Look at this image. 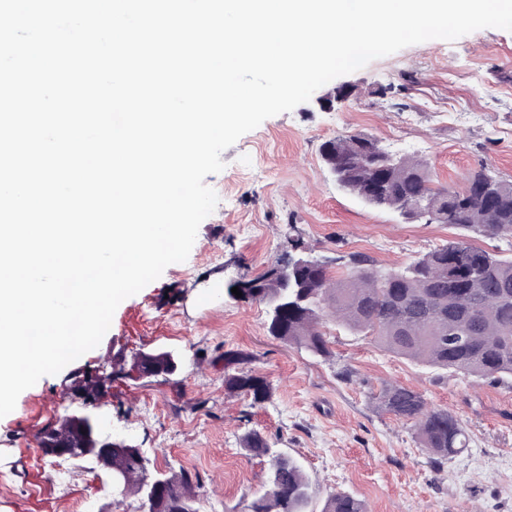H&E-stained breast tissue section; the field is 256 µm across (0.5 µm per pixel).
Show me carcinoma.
<instances>
[{
    "instance_id": "1",
    "label": "carcinoma",
    "mask_w": 512,
    "mask_h": 512,
    "mask_svg": "<svg viewBox=\"0 0 512 512\" xmlns=\"http://www.w3.org/2000/svg\"><path fill=\"white\" fill-rule=\"evenodd\" d=\"M340 160L339 186L366 204L394 210L405 218H420L416 205L431 203L426 223L448 224L475 234L512 239V181L481 170L463 191L430 186L427 166L413 157H400L388 166L370 156L373 139L362 134L325 142ZM270 266H279L284 279L255 276L259 288H248L232 300L264 308L270 335L315 355L327 353L319 325L332 315L352 331L367 330L388 351L433 367L494 381L512 378V257L473 245L466 237L434 248L398 270L381 271L362 253L348 256V273L337 280L320 260L294 263L280 250ZM243 357L224 353V388L251 398L250 406L267 401V381L228 368ZM377 407L415 421L420 443L432 463L457 454L466 446L461 421L446 409H429L423 396L398 385L385 387ZM249 455L268 459L265 492L253 500L250 512H305L309 485L301 466L276 453L256 430L242 437ZM166 481L161 512H186L194 507L199 477L183 468L155 472ZM324 512H365L360 501L346 494L329 500Z\"/></svg>"
}]
</instances>
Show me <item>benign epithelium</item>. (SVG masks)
Returning <instances> with one entry per match:
<instances>
[{"label": "benign epithelium", "mask_w": 512, "mask_h": 512, "mask_svg": "<svg viewBox=\"0 0 512 512\" xmlns=\"http://www.w3.org/2000/svg\"><path fill=\"white\" fill-rule=\"evenodd\" d=\"M351 91L342 88L332 95L317 97L325 111L345 102ZM177 365L166 352L139 353L132 363L131 372L140 377H159L175 371ZM112 375L90 370H78L71 375L66 386L68 397L78 408L66 411L47 423L41 433L39 448L45 455L65 459H82L93 465V471L106 478L112 500L119 503L130 495V474L116 457L128 452L142 453L118 433H110L102 425V408L112 404Z\"/></svg>", "instance_id": "obj_1"}]
</instances>
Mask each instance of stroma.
I'll list each match as a JSON object with an SVG mask.
<instances>
[{
	"instance_id": "stroma-1",
	"label": "stroma",
	"mask_w": 512,
	"mask_h": 512,
	"mask_svg": "<svg viewBox=\"0 0 512 512\" xmlns=\"http://www.w3.org/2000/svg\"><path fill=\"white\" fill-rule=\"evenodd\" d=\"M352 85L348 101L325 112L308 101L263 121L226 149L224 169L205 184L218 196L185 262L116 309L100 344L75 367H130L135 353L183 357L173 377L128 379L106 409V424L139 445L149 471L199 474L200 512H249L267 464L247 457L242 436L260 431L295 459L310 485L307 512L348 494L368 512H512V379L491 382L393 354L372 337L324 318L329 350L317 356L270 336L262 306L224 295L228 281L261 273L288 225L329 271L340 257L371 256L377 267L405 266L463 236L447 224L410 222L341 190L320 153L330 139L360 133L398 157L426 160L435 187L464 190L481 168L512 180V32L484 28L454 41L433 39L375 59L325 84ZM135 324H124L129 309ZM272 394L251 405L224 388V352ZM69 370L42 377L0 418V512L51 498L53 512H138L136 496L112 503L89 463L68 461V484L40 463L38 431L69 402ZM389 384L421 393L455 414L468 446L434 469L411 422L377 408Z\"/></svg>"
}]
</instances>
